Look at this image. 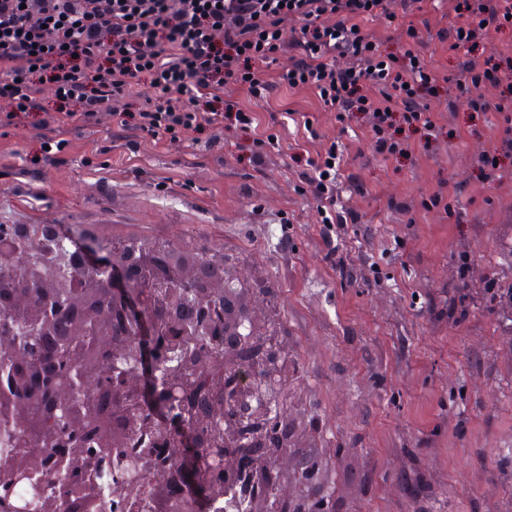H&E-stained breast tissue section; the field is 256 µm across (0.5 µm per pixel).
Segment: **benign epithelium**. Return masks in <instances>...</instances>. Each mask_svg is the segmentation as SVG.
<instances>
[{
	"mask_svg": "<svg viewBox=\"0 0 512 512\" xmlns=\"http://www.w3.org/2000/svg\"><path fill=\"white\" fill-rule=\"evenodd\" d=\"M63 262L69 269L65 279L43 275L42 288H97L105 277H112L111 268L99 266V274L88 275L80 254L63 250ZM112 263L122 270L124 285L112 294V314H96L86 307L72 306L60 296L39 315L38 323L50 337L46 363L38 381L29 379L26 364H17L11 378V391H5L12 405L13 419L22 428L31 424V396L45 392L49 396L48 413L63 416L68 421L73 444L86 435L83 416L71 409L73 398L80 392L94 394L98 407L100 441H112V447H123L124 436L139 429L143 409L134 394L139 389L130 385L110 390L101 384L96 368L86 369L80 376L63 375L59 363L66 358L67 346L53 330V322L64 317L69 328L89 332L94 336L92 347L100 353L120 358L127 348V336L137 329L146 338L176 336L181 330L203 325L213 342L224 347V355L214 358L207 353L198 356L188 375L175 380L157 382L165 402L185 407L182 416L161 429L162 448H175L192 455L191 465L198 482L209 500H214V477L224 475V485L237 483L248 503V512H276L286 503L293 505L301 497L284 489V478L304 479L315 472L306 470L299 457L288 451L298 440L291 422L294 415L281 409L277 422L270 421L266 400L248 387L246 373L263 371L261 386L288 385L284 365L286 348L274 340L265 339L269 319L264 306L252 301L247 304L250 317H245L231 284L246 278L236 269L216 276L209 272L207 259L172 261L160 265L139 247L118 246L112 251ZM24 269L29 265L26 248L0 247V265ZM224 435V451L213 455L195 454L198 448L211 447L213 433ZM181 472L166 477L168 496L155 495L154 477L135 476L127 485L112 487V496L142 499V493L132 495L133 487L148 494V512H169L180 483ZM314 512H335L336 494L330 484L321 493L307 500Z\"/></svg>",
	"mask_w": 512,
	"mask_h": 512,
	"instance_id": "obj_1",
	"label": "benign epithelium"
}]
</instances>
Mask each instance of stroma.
Segmentation results:
<instances>
[{"instance_id":"1","label":"stroma","mask_w":512,"mask_h":512,"mask_svg":"<svg viewBox=\"0 0 512 512\" xmlns=\"http://www.w3.org/2000/svg\"><path fill=\"white\" fill-rule=\"evenodd\" d=\"M337 122L309 92L282 90L269 109ZM499 114L459 111L439 152L414 144L385 161L351 124L342 144L343 203L366 214L338 230L346 271L326 260L321 218L300 194L294 125L262 170L238 164L235 142L209 151L126 146L117 126L70 131L63 163L28 165L34 129L0 137V224H55L108 242L152 238L204 247L279 290L277 311L300 368L288 401L317 426L336 485V512H512V159L483 178ZM456 216L421 207L439 180ZM466 285L468 316L451 317Z\"/></svg>"}]
</instances>
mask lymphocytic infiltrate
<instances>
[{
	"instance_id": "lymphocytic-infiltrate-1",
	"label": "lymphocytic infiltrate",
	"mask_w": 512,
	"mask_h": 512,
	"mask_svg": "<svg viewBox=\"0 0 512 512\" xmlns=\"http://www.w3.org/2000/svg\"><path fill=\"white\" fill-rule=\"evenodd\" d=\"M424 0H0V127L24 119L45 130V154L58 159L67 127L116 123L131 137L169 148H213L248 138L245 165L259 169L279 146L283 113L257 133L254 112L237 97L265 102L288 87L313 93L338 130L365 126L371 152L407 157L408 135H443L429 102L448 92L449 109L495 111L503 122L478 156L487 180L512 157V55L480 49L512 33V0H452L446 25L425 35L414 18ZM387 28L386 38L362 30ZM457 60L439 75L431 43ZM56 110H48L46 99ZM307 150L293 157L300 192L317 210L333 266L338 226L363 215L343 204L337 178L344 154L302 114Z\"/></svg>"
}]
</instances>
